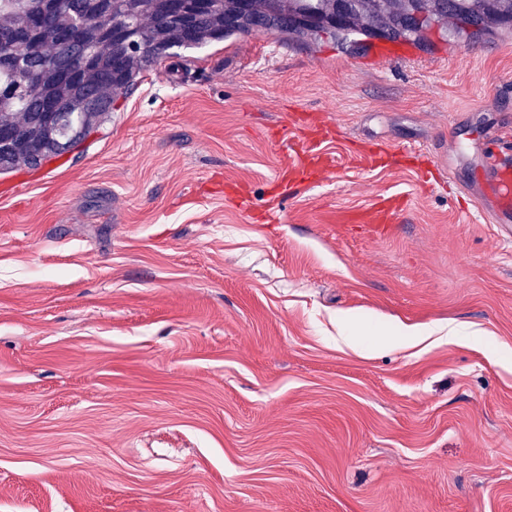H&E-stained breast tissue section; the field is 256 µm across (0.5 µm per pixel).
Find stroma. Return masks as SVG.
<instances>
[{
  "label": "stroma",
  "mask_w": 512,
  "mask_h": 512,
  "mask_svg": "<svg viewBox=\"0 0 512 512\" xmlns=\"http://www.w3.org/2000/svg\"><path fill=\"white\" fill-rule=\"evenodd\" d=\"M382 45L176 49L0 174V512H512V241L479 178L512 161V36ZM422 325L471 336L392 333Z\"/></svg>",
  "instance_id": "stroma-1"
}]
</instances>
